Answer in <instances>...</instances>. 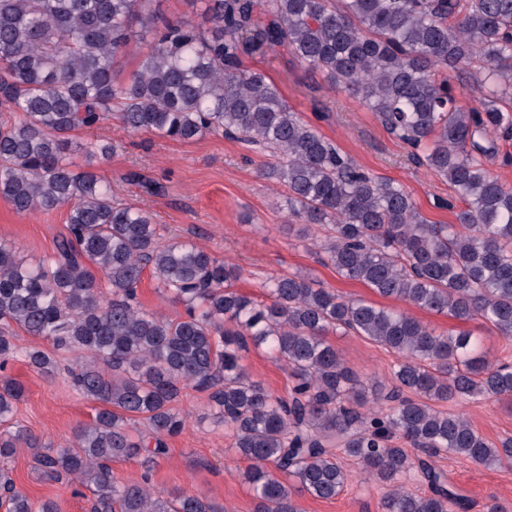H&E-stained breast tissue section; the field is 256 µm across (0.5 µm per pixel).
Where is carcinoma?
Wrapping results in <instances>:
<instances>
[{"label":"carcinoma","mask_w":512,"mask_h":512,"mask_svg":"<svg viewBox=\"0 0 512 512\" xmlns=\"http://www.w3.org/2000/svg\"><path fill=\"white\" fill-rule=\"evenodd\" d=\"M153 0H0V196L19 214L67 207L66 233L36 263L0 241V458L32 451L45 481L89 491L91 512H224L202 493L122 482L111 463L167 454L191 416L187 388L207 397L250 462L255 512H299L331 500L353 475L380 488L381 512H464L436 459L512 464V437L492 442L447 404L512 402V363L492 361L471 330L438 333L405 310L316 288L288 273L258 301L239 267L190 241L164 242L149 213L113 198L96 163L112 145L71 132L117 116L134 131L189 141L206 134L270 149L260 176L284 186L288 232L376 295L477 321L512 338V188L487 167L491 137L512 132V0H191L169 19ZM151 36L137 69H117L135 28ZM283 48L359 98L447 181L464 207L432 224L400 184L365 171L288 105L243 57ZM468 78L478 104H459ZM81 158L77 163L74 158ZM183 312L144 309V272ZM51 344L19 347L14 329ZM343 331L395 354L392 386H367L327 339ZM261 348L288 369L286 397L251 380L241 352ZM11 361L101 404L58 446L14 419L23 396ZM141 421L143 429L135 426ZM426 489L418 492L412 483ZM7 512H59L0 470Z\"/></svg>","instance_id":"obj_1"}]
</instances>
